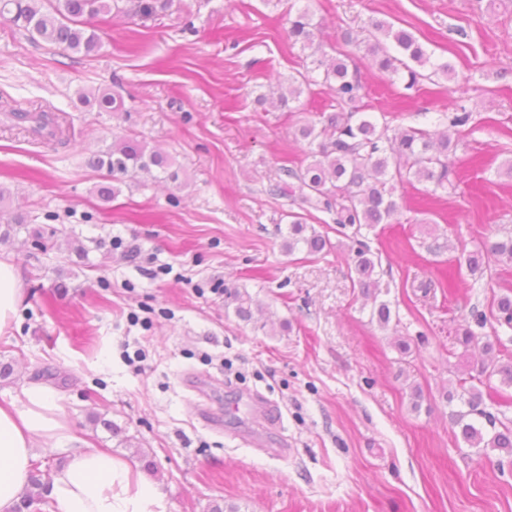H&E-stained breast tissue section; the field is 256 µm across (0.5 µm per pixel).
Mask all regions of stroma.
<instances>
[{
  "mask_svg": "<svg viewBox=\"0 0 512 512\" xmlns=\"http://www.w3.org/2000/svg\"><path fill=\"white\" fill-rule=\"evenodd\" d=\"M287 7L173 0L158 21L98 23L90 56L0 18V106L49 108L69 129L60 145L0 121V187L10 192L0 220L27 219L0 243L24 284L0 334V363L13 368L0 405L19 402L28 380L52 384L83 446L151 473L171 512H512V473L497 468L498 452L468 447L444 397L481 360L458 344L463 325L512 356L494 307L512 289V263L493 257L475 275L462 265L512 230L502 169L512 159V0L310 2L318 42L349 55L370 112L433 130L450 100L472 111L452 133L455 191L365 231L383 269L373 300L353 286L352 242L331 214L301 213L329 238L328 253L283 248L294 206L273 189L303 156L296 125L328 97L311 87L292 112L256 101L305 65L288 45ZM372 19L412 32L454 79L423 81L404 102L401 85L340 39ZM97 90L120 95L123 110L81 101ZM128 133L168 150L184 188L130 181L102 201L88 160ZM33 229L55 233L61 250L33 249ZM450 275L460 286L446 293ZM226 285L249 292L255 324L235 316ZM378 300L391 308L385 328L372 318ZM249 393L276 417L259 423Z\"/></svg>",
  "mask_w": 512,
  "mask_h": 512,
  "instance_id": "1",
  "label": "stroma"
}]
</instances>
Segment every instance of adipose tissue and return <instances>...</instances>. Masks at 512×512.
<instances>
[{
  "label": "adipose tissue",
  "instance_id": "obj_1",
  "mask_svg": "<svg viewBox=\"0 0 512 512\" xmlns=\"http://www.w3.org/2000/svg\"><path fill=\"white\" fill-rule=\"evenodd\" d=\"M22 273L0 261V333L10 326L23 298ZM63 399L49 384L30 382L20 404L0 406V512H12L23 495L36 448L71 443L66 462L51 475L55 512H170L164 495L133 477L111 452L74 446L62 415Z\"/></svg>",
  "mask_w": 512,
  "mask_h": 512
}]
</instances>
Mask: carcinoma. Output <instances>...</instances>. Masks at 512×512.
Wrapping results in <instances>:
<instances>
[{
	"label": "carcinoma",
	"mask_w": 512,
	"mask_h": 512,
	"mask_svg": "<svg viewBox=\"0 0 512 512\" xmlns=\"http://www.w3.org/2000/svg\"><path fill=\"white\" fill-rule=\"evenodd\" d=\"M172 0H135L134 10L144 20L156 21L171 6ZM302 0H288V40L291 46H300L306 52L310 66L298 76L288 78V85L280 86L277 98L271 104L285 107L299 101L303 86L328 87L333 97L331 111L321 113L319 121L301 124L295 138L302 144L305 159L296 167L281 168L283 179L274 191L282 196H298L303 204L336 213V223L350 226L355 232L364 227L388 224L402 208L397 187L424 183L427 191L435 194L454 187L448 167L451 136L446 130L433 133L419 128L391 127L389 113L377 119L366 112L362 104L364 86L357 71L349 70L345 60L330 56L315 45L317 23L309 7ZM128 11L125 0H0V15H13V21L31 35L63 49L90 54L100 48V37L92 21L112 13ZM344 43L372 58L377 69L389 76L404 73V100L413 99L421 73L429 67L434 75L450 82L455 71L448 62L433 58L418 40L405 30L373 20L365 37L348 31L342 35ZM12 117L32 123L31 131H48L54 139L64 134L59 117L48 110L24 111L3 108ZM91 164L105 172L108 183L98 188L99 196L108 201L120 192V185L145 173L160 182H170L173 188L183 187L179 170L174 168L171 155L160 145L134 137H116L98 154ZM353 286L369 296L377 287L376 263L362 241H356ZM331 247L328 238L315 228L304 224L299 216L288 227L284 248L288 253L303 249L318 255ZM489 251L512 262V234L492 242ZM228 304L243 322H254L252 299L239 288L224 289ZM498 322L512 328V295L498 297ZM499 377L500 384L512 388V357L506 361L491 358L476 369L469 379H461L457 387L446 393L448 403L457 400L462 408L451 412L453 423L460 428L464 441L471 448L499 451L509 460L498 461V466L512 464V428L489 434L479 419L495 426L496 418L486 411L481 386ZM47 474L36 470L31 476L30 489L21 500L17 512L43 501L42 491Z\"/></svg>",
	"instance_id": "cac0c4a2"
}]
</instances>
